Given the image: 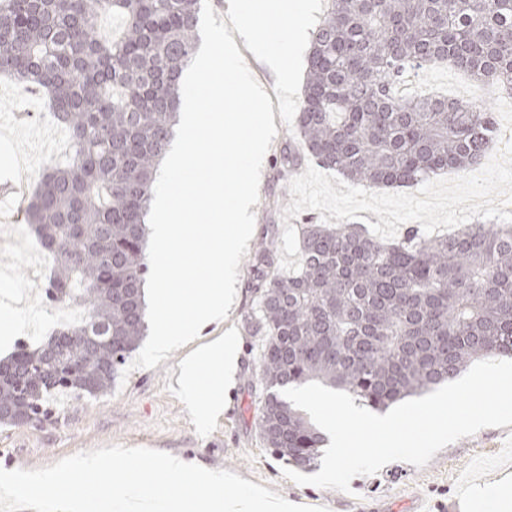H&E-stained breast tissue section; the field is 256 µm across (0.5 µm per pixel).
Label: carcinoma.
<instances>
[{"label": "carcinoma", "instance_id": "1", "mask_svg": "<svg viewBox=\"0 0 512 512\" xmlns=\"http://www.w3.org/2000/svg\"><path fill=\"white\" fill-rule=\"evenodd\" d=\"M200 0H5L0 74L42 88L68 137L67 165L38 178L25 219L56 260L44 299H80L86 322L0 362V424L54 392L98 396L146 331L148 215L175 138ZM121 18L112 41L100 16ZM447 64L512 94V0H330L311 35L297 131L302 150L366 189L477 168L494 112L442 95L401 96L407 73ZM299 270L273 245L257 260L262 339L255 422L264 447L316 465L325 438L275 389L319 382L383 411L512 356V224H472L382 243L357 224H301Z\"/></svg>", "mask_w": 512, "mask_h": 512}]
</instances>
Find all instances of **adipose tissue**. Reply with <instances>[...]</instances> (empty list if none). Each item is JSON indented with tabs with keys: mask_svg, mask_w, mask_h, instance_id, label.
Here are the masks:
<instances>
[{
	"mask_svg": "<svg viewBox=\"0 0 512 512\" xmlns=\"http://www.w3.org/2000/svg\"><path fill=\"white\" fill-rule=\"evenodd\" d=\"M308 6L305 0H274L271 8L263 15H254L242 10L237 0H230L227 20L234 30L235 37L224 40V69L233 73L239 71L240 55L237 40H245L251 45L255 56L265 61L268 68L279 78L287 79L293 68V59L288 53L270 52L257 36L258 26H279L285 21H293L295 32H302ZM238 362V340L233 336H218L208 344L193 350L185 360L181 370V393L188 404H195L203 382L202 368L215 365L223 368L225 376H232Z\"/></svg>",
	"mask_w": 512,
	"mask_h": 512,
	"instance_id": "ef3b65f1",
	"label": "adipose tissue"
}]
</instances>
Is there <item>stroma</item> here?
I'll return each mask as SVG.
<instances>
[{
  "label": "stroma",
  "instance_id": "35a3bbf8",
  "mask_svg": "<svg viewBox=\"0 0 512 512\" xmlns=\"http://www.w3.org/2000/svg\"><path fill=\"white\" fill-rule=\"evenodd\" d=\"M273 46L293 44L295 70L289 83H282L268 68L254 70L255 79L276 106L277 134L264 157L259 201L252 211L255 227L251 244L238 267L239 293L230 318L210 336L233 332L241 341L240 366L232 388H225L220 369L207 368L196 405L186 403L178 386L179 367L189 347L169 353L155 368H136L125 381L114 382L111 391L96 397L69 393L52 396L49 420L40 425H0V468L32 470L53 465L76 453L122 445L146 447L196 458L209 467L238 474L281 496L308 506H323L328 512H484L486 505L474 497L475 487L512 484V425L481 429L470 437L438 451L422 468L396 461L380 472L351 480V493L314 485H299L283 475L285 464L264 448L254 413L261 393L256 379L261 341L250 335L247 318L256 309L258 282L253 274L261 242L273 243L280 274L288 276L299 267V256L283 252L285 225L329 224V212L305 210L284 218L283 210L293 197L291 173L280 163L281 154L296 148V113L306 70L307 43H294L292 29L267 31ZM414 90L439 93L476 102L496 114L499 140H512V97L491 91L460 71L431 65L410 74ZM52 111L46 97L25 89L12 78L0 75V179L14 176L16 168L44 170L62 165L66 150L44 149L42 141L51 128ZM35 187L34 180H21L16 194L0 202V216L12 219L22 231L24 247L4 261L11 272L12 297L8 312L18 320L13 338L0 336V359L10 357L17 341L46 315L40 291L29 285L28 269L38 247L24 219V199ZM222 395L224 409L212 415L205 407Z\"/></svg>",
  "mask_w": 512,
  "mask_h": 512
}]
</instances>
